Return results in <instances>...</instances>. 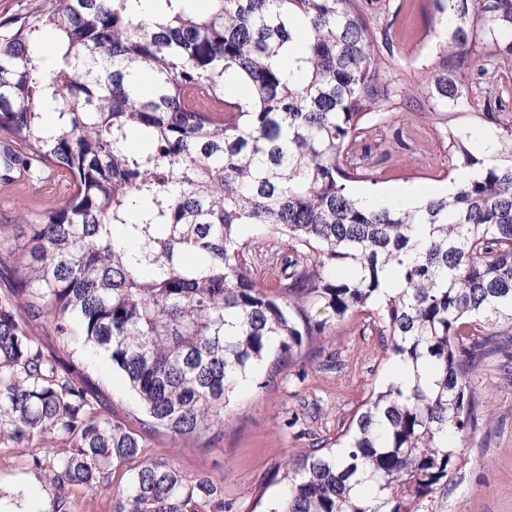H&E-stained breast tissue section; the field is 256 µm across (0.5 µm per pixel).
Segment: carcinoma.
Segmentation results:
<instances>
[{"label": "carcinoma", "instance_id": "1", "mask_svg": "<svg viewBox=\"0 0 512 512\" xmlns=\"http://www.w3.org/2000/svg\"><path fill=\"white\" fill-rule=\"evenodd\" d=\"M192 2L44 0L0 21V138L17 147L3 166L69 189L5 251L0 445H68L30 459L40 512H81L73 488L124 464L112 512H235L210 479L141 460L143 437L209 446L241 389L261 373L271 387L366 312L392 373L336 440L275 465L269 512H433L489 416L474 378L512 329V0H423L439 61L416 86L385 69L387 28L363 0ZM413 102L459 185L415 207L356 197L379 163L370 130ZM464 109L481 111V158ZM255 225L285 242L272 288L253 274ZM87 355L122 375L131 421L97 411Z\"/></svg>", "mask_w": 512, "mask_h": 512}]
</instances>
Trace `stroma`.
Masks as SVG:
<instances>
[{"mask_svg":"<svg viewBox=\"0 0 512 512\" xmlns=\"http://www.w3.org/2000/svg\"><path fill=\"white\" fill-rule=\"evenodd\" d=\"M395 2L400 10L389 19L393 47L387 66L403 79H425L438 54L426 34L420 0ZM369 144L383 162L370 178L353 183L357 196L390 202L407 188L447 193L445 174L452 164L448 142L416 110L394 111ZM65 199L64 187L46 170H20L11 180L0 179V236L27 239L32 222ZM22 213L29 223L18 222ZM390 369L378 336L365 330L362 317L346 318L332 327L321 354L282 372L275 387L244 392L237 402L238 419L225 428L222 442L199 448L184 439L156 435L147 438L143 456L171 461L190 478L208 476L223 488L225 498L235 501L237 512H251L257 499L277 495L275 464L340 435ZM476 384L491 420L467 448L462 474L437 493V512H512V344L484 363ZM30 455L24 447L0 446V493L18 499L23 512H40L47 497L42 473L29 465ZM128 476L126 466H118L108 485L77 488L73 495L83 512H112V496Z\"/></svg>","mask_w":512,"mask_h":512,"instance_id":"35a3bbf8","label":"stroma"}]
</instances>
